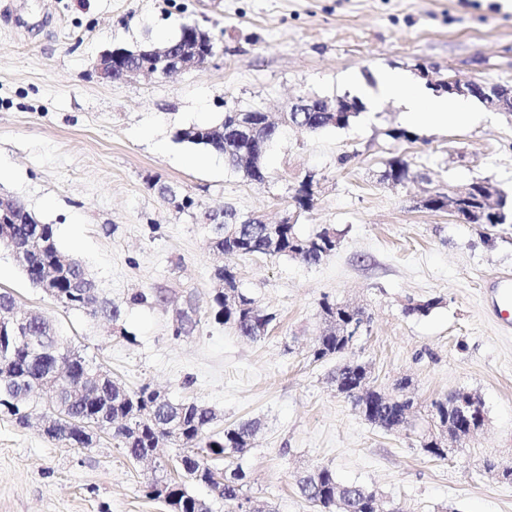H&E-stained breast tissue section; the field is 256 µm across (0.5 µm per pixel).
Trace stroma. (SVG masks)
<instances>
[{
	"label": "stroma",
	"instance_id": "obj_1",
	"mask_svg": "<svg viewBox=\"0 0 512 512\" xmlns=\"http://www.w3.org/2000/svg\"><path fill=\"white\" fill-rule=\"evenodd\" d=\"M195 23L215 39L209 64L167 78L97 81L105 50L175 38ZM399 71L421 87L455 76L512 85V0H0V192L53 225L103 297L121 304L114 323L63 308L0 250V289L22 309L51 317L69 343L112 378L213 409L212 432L261 422L243 458L247 494L274 512H317L298 472L331 468L403 512H512V483L485 471L512 463V327L494 315L487 281L512 275V225L484 231L418 208L429 191L488 179L512 192V121L473 102L466 126L421 127L397 142L402 105L364 99L343 129H283L257 185L223 154L177 142V129L218 121L225 104L280 115L312 93L356 97V84ZM206 156L203 165L194 164ZM406 157L418 180L383 181L386 161ZM318 192L297 221L322 228L335 251L308 265L286 257L217 258L200 209L229 207L274 224L291 213L305 176ZM174 187L198 204L177 210ZM233 269L241 288L275 319L264 339L215 323L213 271ZM147 302L132 303L136 293ZM329 298L363 308L369 330L351 357L368 363L378 389L407 376L419 404L449 391L476 393L488 424L470 448L431 457L409 432H387L356 413L331 381L336 360L308 351ZM438 299L408 318V302ZM198 325L172 328L185 305ZM148 473L110 437L91 449L53 441L0 412V512H165L146 495Z\"/></svg>",
	"mask_w": 512,
	"mask_h": 512
}]
</instances>
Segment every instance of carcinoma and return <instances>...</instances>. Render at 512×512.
I'll return each mask as SVG.
<instances>
[{
  "instance_id": "1",
  "label": "carcinoma",
  "mask_w": 512,
  "mask_h": 512,
  "mask_svg": "<svg viewBox=\"0 0 512 512\" xmlns=\"http://www.w3.org/2000/svg\"><path fill=\"white\" fill-rule=\"evenodd\" d=\"M263 124L265 143L258 145L237 131L236 115L231 112L209 125H193L175 132V140L224 154L235 168H243L246 177L259 185L268 178L265 162L259 154L266 152L268 143L277 139L280 125L268 119L265 112L253 115ZM416 176L411 162L403 157H392L386 162L384 180L405 181ZM223 223H216V214L209 210L203 218L210 226V248L217 254H260L273 257H291L306 264H318L330 255L338 244L335 233L324 229L304 237L296 224H277L269 227L259 217L253 223L242 224L237 214L222 209ZM8 223H0V248L12 249L18 240L26 249L21 258L25 278L38 286V279L48 268L63 270L55 286L54 300L65 308L87 310L93 318L118 320L120 307L110 300L99 299L97 282L82 277L83 262L76 258L62 269L61 259L68 257L57 245L52 224L41 223L20 199H15ZM217 289L210 309L215 322L229 326L251 341L263 338L274 316L266 313L256 301L238 285L232 269L219 265L215 268ZM325 327L310 351L312 361L338 357L348 351V342L337 334V325L351 321L364 325V311L324 299L319 304ZM28 335L41 340L29 347L17 342L8 327L0 322V367L6 366L14 377L0 379V410L15 417L18 423H28L39 403L48 404L50 417L65 422L66 429L55 435L56 440L73 448L88 443L94 427L107 434L136 460L146 450H155L166 443L180 449L179 478L168 474L167 464L156 468L158 475L147 485L146 495L159 500L168 512H194L198 497L188 490V483L208 486L227 512H241L250 502L244 491L246 473L241 465L219 469L212 460L232 461L242 458L252 448V440L260 430L257 421H245L224 429L221 435L208 434L215 418L212 409L194 402H176L171 399L156 402L159 391L145 385L131 391L100 367L72 350L61 338L53 323L37 317L28 323ZM364 362L349 360L336 369L333 383L340 386L353 408L369 423L384 430L413 415L414 400L405 396L412 380L405 377L396 383L395 393L386 396L371 382L365 381ZM465 390L451 391L430 403L431 418L448 416V405L467 401ZM300 493L319 512H400L375 491L360 484L343 483L326 466L304 471L296 476Z\"/></svg>"
}]
</instances>
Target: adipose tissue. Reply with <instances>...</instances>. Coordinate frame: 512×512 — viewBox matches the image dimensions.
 Wrapping results in <instances>:
<instances>
[{"label": "adipose tissue", "mask_w": 512, "mask_h": 512, "mask_svg": "<svg viewBox=\"0 0 512 512\" xmlns=\"http://www.w3.org/2000/svg\"><path fill=\"white\" fill-rule=\"evenodd\" d=\"M374 94L379 98L408 102L407 118L417 125L464 126L476 118L470 105L461 101L451 103L444 97L424 101L412 80L396 71L386 72L378 77Z\"/></svg>", "instance_id": "1"}]
</instances>
